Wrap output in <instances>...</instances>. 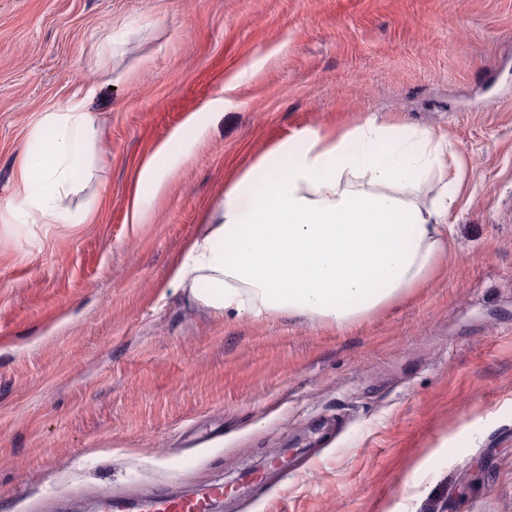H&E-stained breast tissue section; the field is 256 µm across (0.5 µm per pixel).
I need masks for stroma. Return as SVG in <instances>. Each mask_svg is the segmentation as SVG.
I'll use <instances>...</instances> for the list:
<instances>
[{
  "instance_id": "obj_1",
  "label": "stroma",
  "mask_w": 512,
  "mask_h": 512,
  "mask_svg": "<svg viewBox=\"0 0 512 512\" xmlns=\"http://www.w3.org/2000/svg\"><path fill=\"white\" fill-rule=\"evenodd\" d=\"M76 95L93 218L25 223L30 132ZM372 114L459 171L425 287L337 329L171 285L226 182ZM192 115L203 142L129 223ZM211 483L223 512H512V0H0V512ZM204 136V125L199 124L194 116H191L144 162L137 181L130 223H142L146 213L142 203L146 199H156L161 195L177 165L188 157Z\"/></svg>"
}]
</instances>
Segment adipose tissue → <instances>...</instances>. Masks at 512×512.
<instances>
[{
    "label": "adipose tissue",
    "mask_w": 512,
    "mask_h": 512,
    "mask_svg": "<svg viewBox=\"0 0 512 512\" xmlns=\"http://www.w3.org/2000/svg\"><path fill=\"white\" fill-rule=\"evenodd\" d=\"M205 136L195 118L143 164L132 223L144 201ZM12 207L34 224H62L77 173L100 138L83 99L43 116ZM442 188L420 197L424 174ZM447 155L435 135L366 117L346 130L305 129L272 146L224 189L209 223L174 265L171 282L216 314L283 313L342 329L424 286L448 254Z\"/></svg>",
    "instance_id": "adipose-tissue-1"
}]
</instances>
